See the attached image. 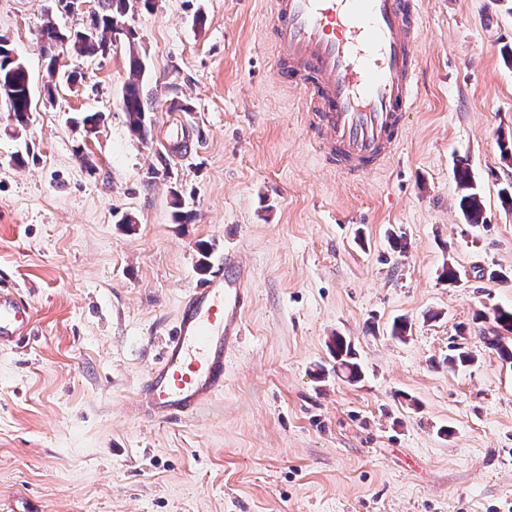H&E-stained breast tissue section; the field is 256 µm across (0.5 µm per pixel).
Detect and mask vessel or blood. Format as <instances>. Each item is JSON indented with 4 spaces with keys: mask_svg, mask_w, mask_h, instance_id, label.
Listing matches in <instances>:
<instances>
[{
    "mask_svg": "<svg viewBox=\"0 0 512 512\" xmlns=\"http://www.w3.org/2000/svg\"><path fill=\"white\" fill-rule=\"evenodd\" d=\"M281 80L302 94L316 148L346 177L378 171L396 154L418 98L421 0H270ZM252 302L250 273L225 255L183 296L160 359L145 374L132 415L173 423L224 391V370L241 343ZM33 333L30 304L0 286V348Z\"/></svg>",
    "mask_w": 512,
    "mask_h": 512,
    "instance_id": "b4317fda",
    "label": "vessel or blood"
}]
</instances>
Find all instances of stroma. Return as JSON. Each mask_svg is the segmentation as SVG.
Masks as SVG:
<instances>
[{
	"label": "stroma",
	"mask_w": 512,
	"mask_h": 512,
	"mask_svg": "<svg viewBox=\"0 0 512 512\" xmlns=\"http://www.w3.org/2000/svg\"><path fill=\"white\" fill-rule=\"evenodd\" d=\"M155 2L122 17L134 43L60 56L80 79L48 94L41 0H0L35 104L23 129L0 110V285L35 315L29 345L0 349V512L23 497L39 512H512V365L484 339L512 281L483 276L512 271V0H425L407 136L357 180L314 151L276 75L269 0ZM134 55L153 94L145 139L122 110ZM82 112L105 113L96 137L71 125ZM178 202L195 223L175 222ZM204 247L251 271L224 393L177 423L132 418L207 276ZM337 335L359 382L332 370ZM457 344L475 361L452 370ZM455 179L458 188L462 191L459 205L465 220L468 224L483 223L482 203L479 199V193L474 184L468 165L459 162L455 169Z\"/></svg>",
	"instance_id": "stroma-1"
}]
</instances>
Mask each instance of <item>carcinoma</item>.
Listing matches in <instances>:
<instances>
[{"instance_id": "carcinoma-1", "label": "carcinoma", "mask_w": 512, "mask_h": 512, "mask_svg": "<svg viewBox=\"0 0 512 512\" xmlns=\"http://www.w3.org/2000/svg\"><path fill=\"white\" fill-rule=\"evenodd\" d=\"M132 0H101L100 11L90 15L88 23L78 31L59 29L51 19H45L41 29V50L47 60L49 78L56 75L55 63L62 46L66 45L75 53L95 57L104 56L111 50L112 43L125 39L133 43L134 32L121 26L119 18L130 8ZM144 64L137 57H130V78L124 88L122 110L131 131L144 139L148 135V117L146 97L143 84ZM0 77L4 84L10 86L14 95V117L18 126L28 125L32 112V86L29 73L24 63L13 57V50L8 40L0 38ZM85 135L88 137L98 133L105 122V115L94 112L77 117ZM455 179L462 191L459 205L465 220L469 224L483 223L482 203L474 184L468 165L459 162L455 169ZM494 329L489 331L487 344L497 351L500 358L512 363V309L498 308L493 312ZM332 355L336 362V373H340L349 382L361 379V368L354 361L351 344L342 336L333 339Z\"/></svg>"}]
</instances>
